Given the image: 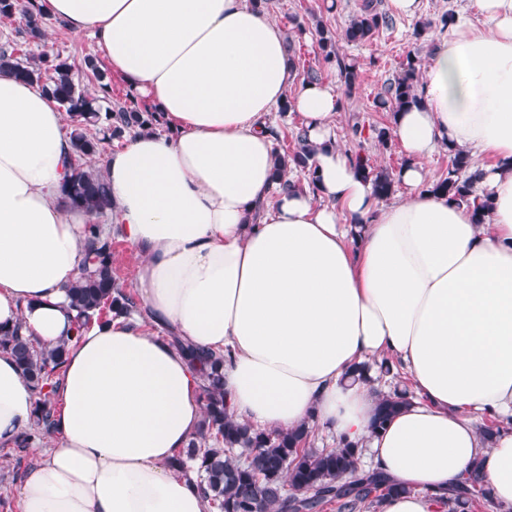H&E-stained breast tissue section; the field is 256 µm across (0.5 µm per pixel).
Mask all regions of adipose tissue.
I'll return each instance as SVG.
<instances>
[{
    "label": "adipose tissue",
    "mask_w": 512,
    "mask_h": 512,
    "mask_svg": "<svg viewBox=\"0 0 512 512\" xmlns=\"http://www.w3.org/2000/svg\"><path fill=\"white\" fill-rule=\"evenodd\" d=\"M470 2L481 24L456 16L419 101L389 116L406 193L384 202L336 141L339 94L296 85L283 30L255 0H38L43 19L92 35L170 131L132 133L104 165L147 314L75 332L67 290L89 216L59 192L73 161L64 114L0 73V329L67 345L53 437L18 512H207L176 466L201 380L168 330L229 353L238 422H306L365 450L397 488L379 512H445L475 469L512 507V0ZM287 102L314 147L311 190L276 188L268 117ZM440 149L485 156V223L435 190L426 161ZM374 358L415 393L381 429L378 382L352 378ZM35 401L0 353V446L30 429Z\"/></svg>",
    "instance_id": "ef3b65f1"
}]
</instances>
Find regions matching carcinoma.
<instances>
[{
  "instance_id": "obj_1",
  "label": "carcinoma",
  "mask_w": 512,
  "mask_h": 512,
  "mask_svg": "<svg viewBox=\"0 0 512 512\" xmlns=\"http://www.w3.org/2000/svg\"><path fill=\"white\" fill-rule=\"evenodd\" d=\"M34 0H0V16L16 15L24 21L23 32L33 38L42 36ZM455 12L448 10L423 22L416 35L432 28L445 30ZM394 26L393 19L378 10L377 0H363L360 11L343 33L348 43H363L374 38L381 29ZM323 63L334 69L346 92H352L360 81L358 67L340 56L335 36L324 29L317 30ZM95 80L94 91L79 87L72 77L73 64L59 53L43 50L34 54L21 48L17 41L0 44V70L31 82L54 99L70 117V139L75 163L61 185V195L71 207L90 214L85 225L84 270L68 289L70 306L76 311V331L92 321L103 320L106 312L129 315L139 311L137 303L121 287L113 263L112 236L103 233L98 219L112 213V198L108 183L99 173L83 168L81 159L100 152L105 141L121 142L135 127L155 121L154 112L143 109L137 100L112 101V86L106 81L93 60L85 62ZM401 75L385 90L380 105L388 112L418 102L421 61L417 53L408 52L402 62ZM357 149L353 150L356 164L367 171L378 198L394 193V175L376 171L363 153L362 130L352 127ZM295 148L279 156L275 180L279 188L302 187L288 179L294 169L304 172L307 185H314L315 171L310 165L314 148L303 128L292 133ZM471 166L468 155L457 152L449 156L447 174L439 177L435 189L448 195V200L470 206L477 223H483L490 210L489 198L473 195L475 175L467 174ZM170 342L184 351L192 368L200 374L199 399L203 416L199 437L189 441L178 454L180 467L196 475L197 487L214 512H320L329 502H336L337 512H368L387 494L393 485L376 472L360 466L359 456L350 444L334 448H312L313 428L303 423L284 431H260L233 419L224 401V382L220 369L226 355L203 350L183 342L169 333ZM15 359L25 381L33 388L36 408L30 430L14 443L8 455L22 460L36 441L53 433L55 413L54 390L51 380L60 376L66 356V346L53 349L39 347L34 340L17 331L0 332V352ZM410 401L405 389L382 394L375 427L381 428L403 405ZM478 498L493 501L490 488L479 470H473L467 480L448 490V502L456 512H466Z\"/></svg>"
}]
</instances>
